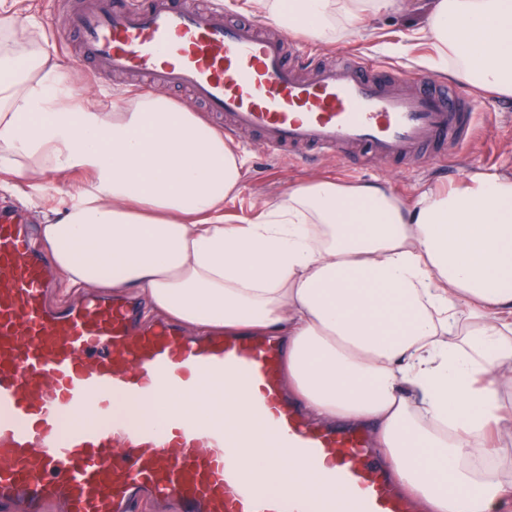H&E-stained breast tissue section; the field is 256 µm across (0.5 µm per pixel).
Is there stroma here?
I'll list each match as a JSON object with an SVG mask.
<instances>
[{
	"label": "stroma",
	"instance_id": "1",
	"mask_svg": "<svg viewBox=\"0 0 512 512\" xmlns=\"http://www.w3.org/2000/svg\"><path fill=\"white\" fill-rule=\"evenodd\" d=\"M69 0H0V20H34L45 47L66 37ZM428 0H411L409 8L366 22L341 36L314 39L296 35L295 40L312 46L314 56L307 66L321 60H335L347 53H362L376 63L408 71L413 79H429L433 73L424 64L432 50L417 37ZM76 51L58 53L71 85L80 96H93L123 107L142 92L129 79L99 75L98 79L78 71ZM474 112V131L465 141L439 153H423L401 161H378L358 154L342 157L301 152L280 160L255 148L249 133L233 137L232 143L244 161L238 193L224 203V218L230 224L251 219L258 207L280 199L288 189L313 177L335 180L345 185L385 181L403 197L413 198L426 187L447 188L463 180L471 171L512 175V100L467 88Z\"/></svg>",
	"mask_w": 512,
	"mask_h": 512
}]
</instances>
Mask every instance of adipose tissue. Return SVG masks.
Segmentation results:
<instances>
[{"label": "adipose tissue", "mask_w": 512, "mask_h": 512, "mask_svg": "<svg viewBox=\"0 0 512 512\" xmlns=\"http://www.w3.org/2000/svg\"><path fill=\"white\" fill-rule=\"evenodd\" d=\"M323 37L398 0H247ZM422 31L439 72L512 98V0H432ZM0 191L84 172L43 210L40 245L63 293H138L184 326L287 343L285 385L315 418L366 423L424 512H501L512 470V176L474 172L409 200L314 178L247 223L224 221L243 160L222 131L160 93L125 108L75 100L35 30H0ZM243 396L158 398L223 420Z\"/></svg>", "instance_id": "1"}]
</instances>
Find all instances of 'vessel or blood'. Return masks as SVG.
<instances>
[{
	"label": "vessel or blood",
	"instance_id": "obj_1",
	"mask_svg": "<svg viewBox=\"0 0 512 512\" xmlns=\"http://www.w3.org/2000/svg\"><path fill=\"white\" fill-rule=\"evenodd\" d=\"M68 38L96 73L188 90L227 133L255 131L271 155L298 148L392 161L465 138L472 102L362 57L301 75L284 36L227 21L212 0H81ZM44 256L24 225L0 215V501L26 512H126L133 493L183 512H408L394 477L358 431L309 424L283 391L281 347L254 336L187 338L176 325L134 328L120 303L63 312L45 303ZM234 383L243 415L223 421L177 409L161 420L118 415L124 398L192 396ZM89 412L88 421L69 424ZM298 465L267 485L243 454L254 438Z\"/></svg>",
	"mask_w": 512,
	"mask_h": 512
}]
</instances>
